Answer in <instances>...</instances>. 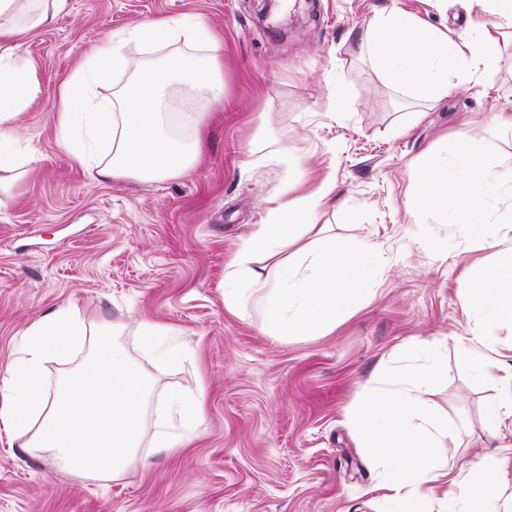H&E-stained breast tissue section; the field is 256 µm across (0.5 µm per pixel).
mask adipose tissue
I'll return each instance as SVG.
<instances>
[{
	"label": "adipose tissue",
	"instance_id": "ef3b65f1",
	"mask_svg": "<svg viewBox=\"0 0 512 512\" xmlns=\"http://www.w3.org/2000/svg\"><path fill=\"white\" fill-rule=\"evenodd\" d=\"M41 2L42 9L30 22L20 24L15 20L19 0H0V192L12 189V172L19 163L14 120L20 97L11 90L17 50L30 29L47 23L67 5L66 0ZM199 40L217 44L200 20L188 18H152L109 34L62 87L54 114L61 146L101 181L128 172L171 178L193 164L202 151L205 113H197L191 138L172 135L162 124L153 92L186 83L199 96L219 98L224 83L218 57H209L192 71L179 59L168 60L160 69L134 66L133 81L114 92L108 109L96 100L94 90L110 83L114 67L126 63L129 43L151 47ZM364 41L375 67L393 84L433 102L448 93L449 60L468 54L487 82L499 64L493 54L495 37L480 16L451 39L411 15L393 13L371 22ZM103 141L112 144V158L106 162L93 158ZM498 164L468 134H461L451 156L421 163L411 203L418 212L443 216L453 224L484 223L486 201L499 187L491 173ZM332 191L327 183L296 199L281 191L268 207L264 224L241 242L225 268V305L236 314L258 310L269 336L285 339L335 324L338 314L360 300L369 268L379 261L376 252L355 238L331 239L318 249L301 248L294 257H284L293 242L289 228H312L316 211L328 203ZM260 257L270 261V272L256 267ZM464 294L483 321L512 319V278L483 289L468 288ZM83 337L89 340L90 355L81 370L57 392H48L43 381L46 363L67 358ZM413 351L418 366L367 387L353 410L360 447L380 468L390 500L402 505V512H429L439 495L448 512H502L498 474L512 458L510 445L472 464L465 477L439 486L446 464L437 442L449 426L431 413L424 395L443 376L444 362L431 342H418ZM144 396L140 376L122 345L112 339L111 324L90 322L73 305L30 327L18 357L0 367V425L25 436L27 448L55 453L65 464L98 476H117L137 461ZM171 406L154 422L152 446L160 452L185 449L194 442L203 394L173 396Z\"/></svg>",
	"mask_w": 512,
	"mask_h": 512
}]
</instances>
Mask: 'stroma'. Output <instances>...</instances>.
Returning <instances> with one entry per match:
<instances>
[{
  "label": "stroma",
  "instance_id": "35a3bbf8",
  "mask_svg": "<svg viewBox=\"0 0 512 512\" xmlns=\"http://www.w3.org/2000/svg\"><path fill=\"white\" fill-rule=\"evenodd\" d=\"M452 35L477 0H67L23 40L44 81L15 124L22 177L0 193V365L23 333L73 303L111 322L150 383L144 443L166 397L202 386L199 436L114 480L94 479L0 429V512H391L381 471L359 446L351 413L382 366L408 365L405 345L432 341L447 370L426 400L458 430L453 471L496 453L487 427L512 368V321L489 325V362L462 350L477 317L463 295L512 277V167L495 170L492 225L448 224L407 208L414 171L452 150L460 130L487 154H512L487 114L512 106V65L492 86L458 73L429 103L395 88L361 34L390 10ZM199 17L222 42L224 97L211 103L201 159L179 176L92 178L61 147L53 96L114 30L154 17ZM275 140L278 151L260 149ZM333 185L317 237H356L382 257L370 291L334 329L276 340L262 318L224 305V270L264 223L285 185ZM353 214L339 223L337 209ZM169 326L184 355L151 357L138 320Z\"/></svg>",
  "mask_w": 512,
  "mask_h": 512
}]
</instances>
